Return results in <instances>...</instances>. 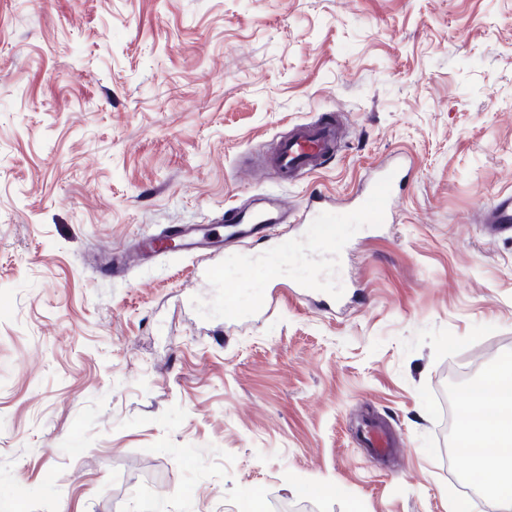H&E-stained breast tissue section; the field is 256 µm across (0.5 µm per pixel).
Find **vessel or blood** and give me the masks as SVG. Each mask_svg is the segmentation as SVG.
I'll return each instance as SVG.
<instances>
[{"mask_svg":"<svg viewBox=\"0 0 512 512\" xmlns=\"http://www.w3.org/2000/svg\"><path fill=\"white\" fill-rule=\"evenodd\" d=\"M340 141V128L335 118H325L314 124L296 126L288 139L280 141L268 157L269 166L284 179L291 180L303 174H312L321 168L324 161L335 155ZM398 166L383 168L369 187L361 190L354 216L362 224H384L392 218V201L395 189L400 184ZM335 198L322 192L310 194L303 207L293 208L282 198L273 194L257 195L248 206L228 207L223 216L224 244L237 245L249 242L255 234H263L265 245L276 244L278 235L275 231L279 224H306L317 221L327 227L324 240L316 242L306 240L299 247L311 262L314 272L303 281L307 290L324 287L336 270L338 255L335 251L336 227ZM484 221L494 233L512 235V192L502 194L484 211ZM176 251L187 255L199 254L211 257L215 242L203 229L192 226L183 228L175 238ZM164 240L159 235L149 237L144 247L134 248L131 252L114 256L109 271L120 270L137 262L143 254L162 251ZM210 280L224 285V316L229 322L239 319L235 303L236 288L224 284L223 273L217 268L207 270Z\"/></svg>","mask_w":512,"mask_h":512,"instance_id":"vessel-or-blood-1","label":"vessel or blood"}]
</instances>
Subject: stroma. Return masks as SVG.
Returning <instances> with one entry per match:
<instances>
[{
  "mask_svg": "<svg viewBox=\"0 0 512 512\" xmlns=\"http://www.w3.org/2000/svg\"><path fill=\"white\" fill-rule=\"evenodd\" d=\"M346 119L295 185L261 149ZM336 299L224 325L206 264L113 251L260 192L351 207ZM512 0H0V512H450L458 361L512 356ZM394 437L387 455L363 427ZM400 169L393 165L383 168L369 187L360 192L357 207L353 210L361 224H385L393 219V195L400 184ZM376 202H381L378 204ZM482 224H489L495 234L512 235V192L504 193L484 211Z\"/></svg>",
  "mask_w": 512,
  "mask_h": 512,
  "instance_id": "obj_1",
  "label": "stroma"
}]
</instances>
